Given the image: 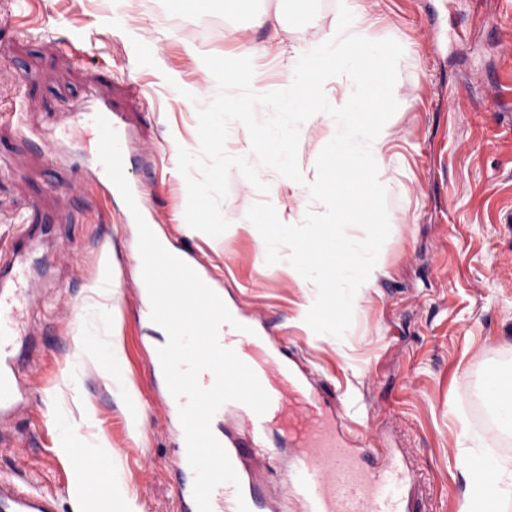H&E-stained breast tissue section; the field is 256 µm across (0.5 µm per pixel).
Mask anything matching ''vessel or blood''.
Here are the masks:
<instances>
[{"label":"vessel or blood","mask_w":512,"mask_h":512,"mask_svg":"<svg viewBox=\"0 0 512 512\" xmlns=\"http://www.w3.org/2000/svg\"><path fill=\"white\" fill-rule=\"evenodd\" d=\"M10 282L9 275L0 273V416L24 401L13 347L28 310L21 304L19 289L11 287ZM219 342L255 372L270 397V405L260 415L247 411L245 434L223 440L239 481L214 488L212 512H238L237 501L241 498L250 512H258L260 493L244 469V460L264 446L274 429L296 450L284 479L305 501L307 512H398L408 474L395 464L372 467L365 449L349 447L345 421L324 409L285 353L259 348L252 334L229 325ZM0 512H55V505L53 498L44 493L0 478Z\"/></svg>","instance_id":"b4317fda"}]
</instances>
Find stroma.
<instances>
[{
	"label": "stroma",
	"instance_id": "1",
	"mask_svg": "<svg viewBox=\"0 0 512 512\" xmlns=\"http://www.w3.org/2000/svg\"><path fill=\"white\" fill-rule=\"evenodd\" d=\"M375 21L363 33L391 38L404 53L383 128L390 235L375 288L359 296L344 338L319 335L303 308L317 291L266 264V245L247 218L268 201L288 224L322 211L306 188L336 123L319 113L300 128L296 183L264 168L258 193L231 170L219 237L188 232L179 148L197 151V107L217 86L203 55L236 57L259 49L253 64L265 91L288 87L299 57L333 37L336 7L311 0H256L277 15L258 27L234 9L194 13L172 0H0V267L39 305L20 349L29 396L15 418L0 420V476L53 494L72 512L76 466L99 444L110 468L89 478L96 512H180L186 481L174 462L181 446L179 406L151 370L164 338L150 319L137 276L138 230L124 201L108 196L85 126L62 132L69 108L88 91L128 132L122 150L140 207L169 246L182 249L239 318L282 347L309 387L328 404L353 405L352 447L393 449L414 474L404 512H459L467 484L454 439L471 437L487 456L490 371L512 369V0H359ZM140 85V94L127 86ZM23 113L19 133L12 113ZM57 141L47 164L46 139ZM112 276L120 311L128 398L90 359L74 356L79 333L99 318L82 308L103 274ZM247 469L262 512H306L283 473L293 451L277 438Z\"/></svg>",
	"mask_w": 512,
	"mask_h": 512
}]
</instances>
